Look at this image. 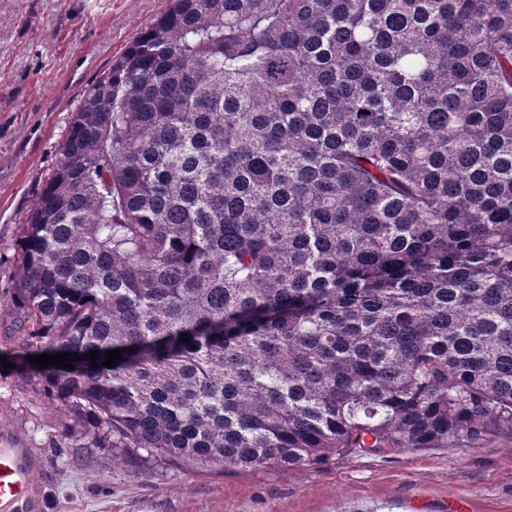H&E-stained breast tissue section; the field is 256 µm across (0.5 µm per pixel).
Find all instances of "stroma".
I'll list each match as a JSON object with an SVG mask.
<instances>
[{
  "label": "stroma",
  "mask_w": 512,
  "mask_h": 512,
  "mask_svg": "<svg viewBox=\"0 0 512 512\" xmlns=\"http://www.w3.org/2000/svg\"><path fill=\"white\" fill-rule=\"evenodd\" d=\"M170 0H0V431L40 456L41 512H512V435L259 470L179 468L81 447L76 423L16 365L20 226L90 85Z\"/></svg>",
  "instance_id": "obj_1"
}]
</instances>
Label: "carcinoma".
<instances>
[{
    "mask_svg": "<svg viewBox=\"0 0 512 512\" xmlns=\"http://www.w3.org/2000/svg\"><path fill=\"white\" fill-rule=\"evenodd\" d=\"M18 262L17 348L79 354L28 370L96 446L512 434V0H172L83 93Z\"/></svg>",
    "mask_w": 512,
    "mask_h": 512,
    "instance_id": "carcinoma-1",
    "label": "carcinoma"
}]
</instances>
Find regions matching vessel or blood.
<instances>
[{
	"instance_id": "1",
	"label": "vessel or blood",
	"mask_w": 512,
	"mask_h": 512,
	"mask_svg": "<svg viewBox=\"0 0 512 512\" xmlns=\"http://www.w3.org/2000/svg\"><path fill=\"white\" fill-rule=\"evenodd\" d=\"M40 466L32 449L21 447L8 433L0 434V512H39Z\"/></svg>"
}]
</instances>
